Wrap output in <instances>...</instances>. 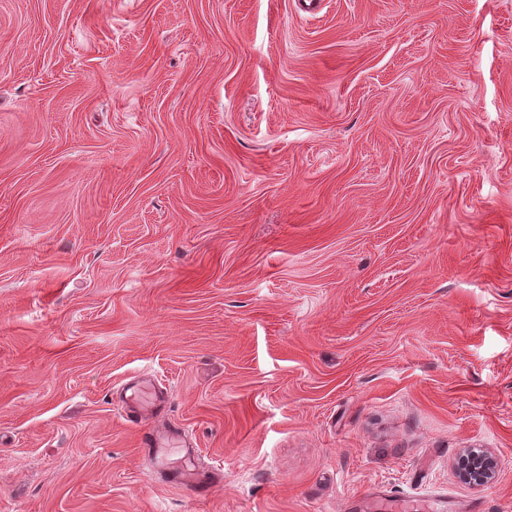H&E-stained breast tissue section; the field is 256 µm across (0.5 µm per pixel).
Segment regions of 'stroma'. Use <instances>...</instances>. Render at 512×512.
<instances>
[{"mask_svg":"<svg viewBox=\"0 0 512 512\" xmlns=\"http://www.w3.org/2000/svg\"><path fill=\"white\" fill-rule=\"evenodd\" d=\"M324 2L0 0V512H512V0ZM113 405L120 408L125 422L138 433V447L153 470L164 480L183 484L198 494L210 483V477L198 469L175 465L168 458L169 448H181L185 454L193 450L185 434L176 428L160 431L144 429L141 424L167 410L168 398L151 379L126 384ZM497 464L481 448H469L459 458L457 473L470 485H485L496 478Z\"/></svg>","mask_w":512,"mask_h":512,"instance_id":"obj_1","label":"stroma"}]
</instances>
